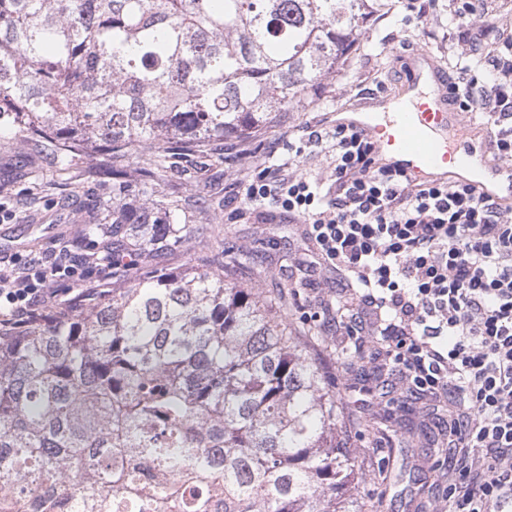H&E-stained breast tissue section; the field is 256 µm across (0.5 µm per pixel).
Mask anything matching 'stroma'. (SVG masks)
Returning <instances> with one entry per match:
<instances>
[{"instance_id":"35a3bbf8","label":"stroma","mask_w":512,"mask_h":512,"mask_svg":"<svg viewBox=\"0 0 512 512\" xmlns=\"http://www.w3.org/2000/svg\"><path fill=\"white\" fill-rule=\"evenodd\" d=\"M449 16L447 0H440L436 13L421 22L404 23L398 14L370 20L345 72L338 74L304 111L278 113L273 126L257 135L255 145H279L274 157L268 159V166L285 163L309 178L327 177L332 169V154L326 144L306 148L303 156L293 158L288 154L289 139L298 138L306 127L321 125L336 105L368 102L373 95L396 91L404 78L405 49H425L437 57L441 66L453 65L456 54L448 40ZM224 146L227 163L209 166L194 158L171 173L170 183L179 184L183 195L195 198L217 192L225 203L195 217L196 223L212 225L211 241L194 242L188 251H170L164 255L162 265L171 270L185 268L191 258L209 253L221 241L247 245L262 231L268 246L259 272L243 275L228 270L224 276L262 289L264 295L278 294L298 281L312 247L302 237V224L289 223L280 209L246 204L243 186L247 162L237 156L243 143L228 138ZM31 189V183L24 181L0 187V206L11 214L10 219L0 222L1 260L15 259L24 264L34 258L52 259L65 245L67 236L78 233V210L101 191L99 184L89 178L63 187L62 195L73 201L72 210L63 216L52 208L27 205ZM336 339L335 331L320 333L315 339L319 350L312 358L326 381L335 385L338 406L358 420L350 444L360 477L358 503L380 497L384 500L383 512H436L447 484V465L440 463L422 440L412 436L395 441L391 430L375 424V416L381 415L387 403L366 379L373 366L364 363L363 375H356L347 360L338 358Z\"/></svg>"}]
</instances>
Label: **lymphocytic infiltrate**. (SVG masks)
<instances>
[{
	"mask_svg": "<svg viewBox=\"0 0 512 512\" xmlns=\"http://www.w3.org/2000/svg\"><path fill=\"white\" fill-rule=\"evenodd\" d=\"M452 15V104L482 115L493 156L512 164V27L490 25L483 0H455ZM323 141L328 182L274 179L260 163L247 201L303 220L309 275L334 272L354 296L335 318L339 349L372 354L426 398L421 414L448 451V512H512V205L460 180L412 181L378 164L375 141L352 127L308 131L288 149ZM72 272L59 257L0 267V325L18 330L56 306L48 277Z\"/></svg>",
	"mask_w": 512,
	"mask_h": 512,
	"instance_id": "f902f5d3",
	"label": "lymphocytic infiltrate"
}]
</instances>
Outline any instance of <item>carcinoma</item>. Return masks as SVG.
<instances>
[{"label":"carcinoma","mask_w":512,"mask_h":512,"mask_svg":"<svg viewBox=\"0 0 512 512\" xmlns=\"http://www.w3.org/2000/svg\"><path fill=\"white\" fill-rule=\"evenodd\" d=\"M387 0H0V119L57 178L105 186L69 240L116 285L0 337V503L11 512H356L336 393L258 288L153 258L202 224L154 187L300 112ZM254 267L255 246L223 244Z\"/></svg>","instance_id":"obj_1"}]
</instances>
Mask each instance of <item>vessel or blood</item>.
<instances>
[{"mask_svg": "<svg viewBox=\"0 0 512 512\" xmlns=\"http://www.w3.org/2000/svg\"><path fill=\"white\" fill-rule=\"evenodd\" d=\"M403 63L408 107L397 108L388 119L375 112H356L342 118V125L370 134L381 162L400 167L412 178L430 179L441 170L467 168L471 183L481 192L501 201L512 198V167L489 165L490 146L476 151L463 141L448 142L447 130L464 127L466 121L448 107L449 80L434 57L418 51L405 56ZM429 82L439 88L432 99L422 90Z\"/></svg>", "mask_w": 512, "mask_h": 512, "instance_id": "b4317fda", "label": "vessel or blood"}]
</instances>
